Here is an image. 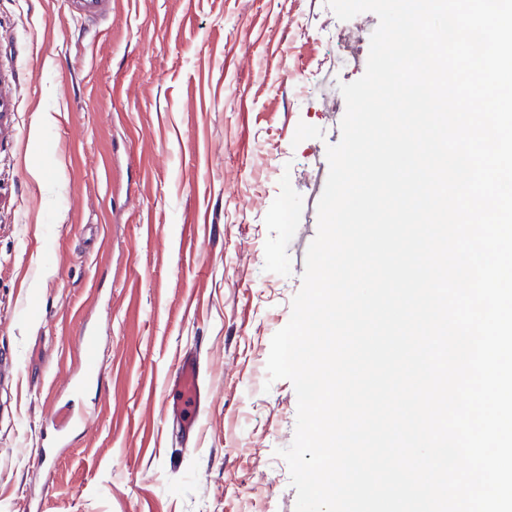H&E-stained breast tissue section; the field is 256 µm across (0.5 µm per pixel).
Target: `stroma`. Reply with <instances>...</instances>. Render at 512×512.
<instances>
[{
    "label": "stroma",
    "mask_w": 512,
    "mask_h": 512,
    "mask_svg": "<svg viewBox=\"0 0 512 512\" xmlns=\"http://www.w3.org/2000/svg\"><path fill=\"white\" fill-rule=\"evenodd\" d=\"M378 23L327 0H112L99 25L0 0V512H295L297 397L266 362L339 86L365 73L336 58H367ZM89 342L97 379L66 390ZM185 351L211 391L193 444L165 420ZM55 410L89 416L70 447Z\"/></svg>",
    "instance_id": "1"
}]
</instances>
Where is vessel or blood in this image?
Returning <instances> with one entry per match:
<instances>
[{
  "instance_id": "obj_1",
  "label": "vessel or blood",
  "mask_w": 512,
  "mask_h": 512,
  "mask_svg": "<svg viewBox=\"0 0 512 512\" xmlns=\"http://www.w3.org/2000/svg\"><path fill=\"white\" fill-rule=\"evenodd\" d=\"M72 5L81 20L97 24L106 19L112 3L111 0H73ZM200 375L199 359L186 354L178 358L175 371L167 380L171 394L168 414L181 423L184 436L188 439L196 433L207 401L201 388Z\"/></svg>"
}]
</instances>
